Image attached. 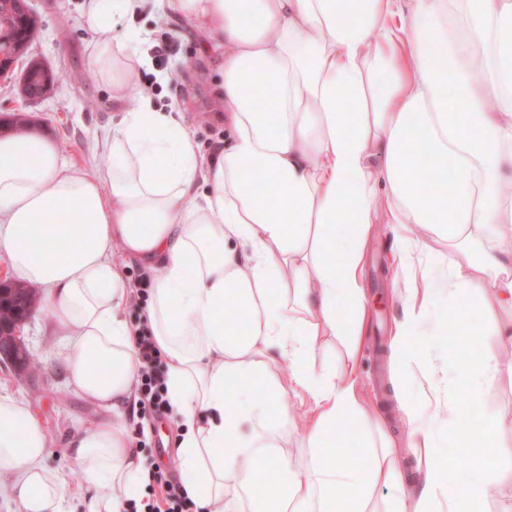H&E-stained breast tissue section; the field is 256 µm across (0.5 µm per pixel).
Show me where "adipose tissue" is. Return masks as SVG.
I'll list each match as a JSON object with an SVG mask.
<instances>
[{"mask_svg":"<svg viewBox=\"0 0 512 512\" xmlns=\"http://www.w3.org/2000/svg\"><path fill=\"white\" fill-rule=\"evenodd\" d=\"M141 2L83 7L90 64L116 99L136 91L143 58L137 35L115 34L110 21ZM156 9L204 33L221 60L230 144L218 159L205 160L192 132L147 99L123 113L106 162L90 171L68 165L49 137L0 138V251L17 278L46 288L68 338L62 368L100 410L70 442L82 512H125L148 471L128 429L139 360L120 254L157 272L142 319L165 361L189 496L208 512H248L242 494L263 481L277 496L255 512H373L376 489L401 479L396 444L382 427L366 436L356 375L311 361L329 336L358 350L360 268L382 218L423 226L452 253L445 281L403 293L399 362L417 361L420 311L438 285L452 312L494 294L508 313L498 333L512 335V0H156ZM425 152L439 169L419 167ZM343 301L353 308L344 324ZM230 304L237 320L224 316ZM423 377L433 419L400 406L421 490L400 491L392 512H432L444 495L435 421L468 430L437 399L433 369ZM289 393L307 402L303 416L284 405ZM341 421L348 434L327 444ZM361 435L364 462L353 469L346 445ZM48 445L43 421L0 395V477L12 480L17 512L65 510L64 482L43 464Z\"/></svg>","mask_w":512,"mask_h":512,"instance_id":"obj_1","label":"adipose tissue"}]
</instances>
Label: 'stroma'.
Instances as JSON below:
<instances>
[{
  "label": "stroma",
  "instance_id": "1",
  "mask_svg": "<svg viewBox=\"0 0 512 512\" xmlns=\"http://www.w3.org/2000/svg\"><path fill=\"white\" fill-rule=\"evenodd\" d=\"M84 0H29L37 28L30 55L60 74L52 90L39 102L26 101L19 84H0V120L25 118L28 129L51 137L71 164L91 167L104 151L105 138L114 120L123 112L139 107L149 97L155 108L178 112L190 126L204 157L215 158L228 141L224 118L217 106L222 75L218 62L204 49V36L175 15L158 18L152 9L135 16L114 20L118 34L140 31L145 64L140 69L137 94L113 99L111 91L98 76L92 75L88 58L91 33L81 25ZM174 43L171 55L155 53V46ZM85 74L82 82L67 81V74ZM412 261L432 272L447 268L450 254L447 240L418 229L412 234ZM397 233L390 224L376 225L363 258V286L369 299L366 334L359 353L349 356L342 338H333L320 347L313 358L316 369L344 375L356 367L361 389L371 412L386 417L394 436L404 437L406 423L396 410L394 384H401L407 397L422 412H429L420 370L402 374L391 357V338L407 315L405 306L394 295L395 289L410 287L411 282L398 253ZM486 296L474 298L458 309L459 319L487 329V336L474 340L448 330V296L438 294L432 300L422 327L426 337V362L439 371L442 386L448 387L455 404L468 406V431L458 435L454 428L439 421L434 425L436 442L452 460L448 493L456 495L483 455L481 444L492 420H505L504 405L512 404V375L502 372L482 378H464L454 372L456 362L494 347L498 353L512 356V338L490 335L497 315L484 312ZM19 337L38 361L36 372H19L17 366L0 360V393L10 394L36 412L50 437L44 465L64 475L65 506L68 512H80L79 490L82 477L75 468L68 448L78 425H89L99 410L68 383L60 368V355L67 339L55 326L52 314L36 312L19 328ZM131 431H143L142 451L146 457L162 461L168 478H175V441L177 429L170 417L153 419L151 424L132 421Z\"/></svg>",
  "mask_w": 512,
  "mask_h": 512
}]
</instances>
